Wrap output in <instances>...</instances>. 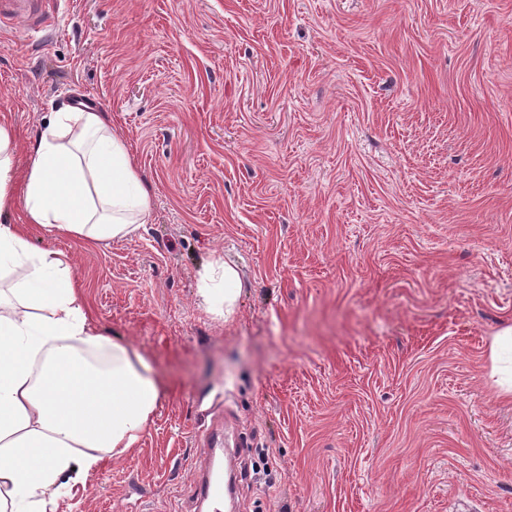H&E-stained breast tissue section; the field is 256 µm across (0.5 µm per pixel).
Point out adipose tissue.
Wrapping results in <instances>:
<instances>
[{
    "instance_id": "obj_1",
    "label": "adipose tissue",
    "mask_w": 512,
    "mask_h": 512,
    "mask_svg": "<svg viewBox=\"0 0 512 512\" xmlns=\"http://www.w3.org/2000/svg\"><path fill=\"white\" fill-rule=\"evenodd\" d=\"M15 136L0 125V512H56L70 483L125 455L160 398L149 362L99 333L69 254L33 245L32 230L88 244L135 234L152 188L104 113H52L16 174ZM20 189L25 220H9ZM199 294L231 317L243 286L218 260Z\"/></svg>"
}]
</instances>
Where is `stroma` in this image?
Listing matches in <instances>:
<instances>
[{"label": "stroma", "instance_id": "1", "mask_svg": "<svg viewBox=\"0 0 512 512\" xmlns=\"http://www.w3.org/2000/svg\"><path fill=\"white\" fill-rule=\"evenodd\" d=\"M106 113L153 189L72 257L98 327L164 392L137 448L56 512H512V0H70L0 28L19 164L49 115ZM232 320L198 285L215 258ZM215 263L221 271L219 277H204L199 285V294L209 311L227 320L235 312L243 282L233 264L219 257ZM489 357L493 373L498 376V384L504 395L512 394V327L493 336L490 342Z\"/></svg>", "mask_w": 512, "mask_h": 512}]
</instances>
